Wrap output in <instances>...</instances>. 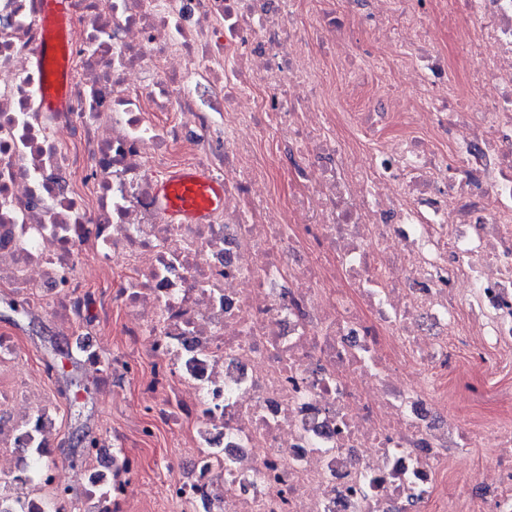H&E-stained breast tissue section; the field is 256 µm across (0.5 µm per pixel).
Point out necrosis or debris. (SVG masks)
<instances>
[{"mask_svg": "<svg viewBox=\"0 0 512 512\" xmlns=\"http://www.w3.org/2000/svg\"><path fill=\"white\" fill-rule=\"evenodd\" d=\"M373 2L75 0L49 112L37 0H0V287L85 334L90 252L127 316L113 374L151 367L139 441L162 421L190 451L179 512H512V0ZM356 36L410 54L385 109L354 67L358 111L323 103ZM182 166L224 183L205 223L160 207ZM25 357L0 336V512H82ZM86 457L94 512H152L136 454Z\"/></svg>", "mask_w": 512, "mask_h": 512, "instance_id": "1", "label": "necrosis or debris"}]
</instances>
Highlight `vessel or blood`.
<instances>
[{
  "instance_id": "obj_1",
  "label": "vessel or blood",
  "mask_w": 512,
  "mask_h": 512,
  "mask_svg": "<svg viewBox=\"0 0 512 512\" xmlns=\"http://www.w3.org/2000/svg\"><path fill=\"white\" fill-rule=\"evenodd\" d=\"M40 14L65 25L71 10V0H37ZM168 220L175 224L204 222L224 205V184L203 170L181 167L156 187Z\"/></svg>"
}]
</instances>
